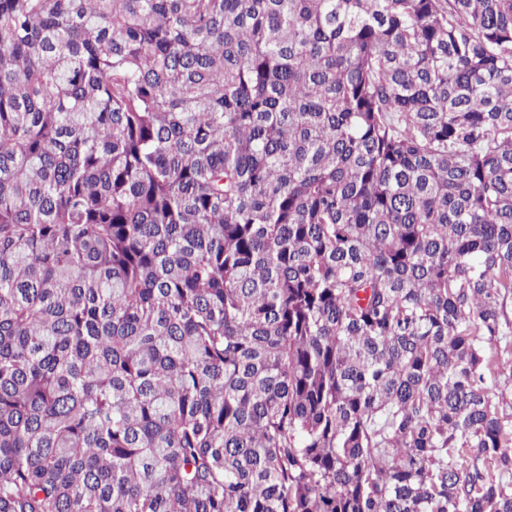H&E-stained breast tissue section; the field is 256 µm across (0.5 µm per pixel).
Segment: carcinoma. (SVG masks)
<instances>
[{
	"mask_svg": "<svg viewBox=\"0 0 512 512\" xmlns=\"http://www.w3.org/2000/svg\"><path fill=\"white\" fill-rule=\"evenodd\" d=\"M512 0H0V512H512Z\"/></svg>",
	"mask_w": 512,
	"mask_h": 512,
	"instance_id": "cac0c4a2",
	"label": "carcinoma"
}]
</instances>
